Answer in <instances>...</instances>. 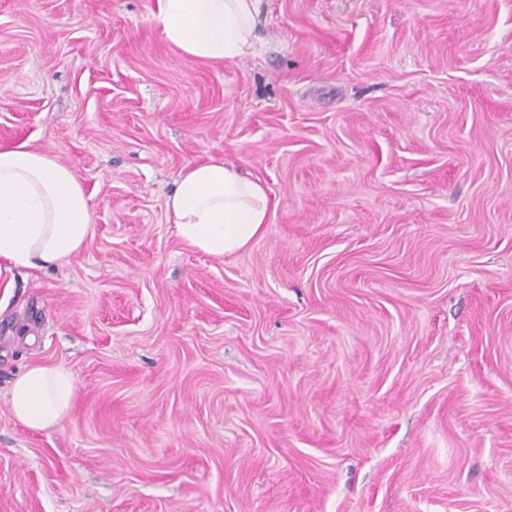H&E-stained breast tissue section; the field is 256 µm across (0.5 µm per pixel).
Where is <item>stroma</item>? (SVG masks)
Returning a JSON list of instances; mask_svg holds the SVG:
<instances>
[{
    "label": "stroma",
    "mask_w": 512,
    "mask_h": 512,
    "mask_svg": "<svg viewBox=\"0 0 512 512\" xmlns=\"http://www.w3.org/2000/svg\"><path fill=\"white\" fill-rule=\"evenodd\" d=\"M264 6L213 64L156 0H0V144L94 229L0 299V512H512V0ZM209 160L271 203L224 257L166 217ZM70 373L61 367L33 366L17 375L10 388L15 419L32 430L58 424L68 413L73 396Z\"/></svg>",
    "instance_id": "obj_1"
}]
</instances>
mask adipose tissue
Segmentation results:
<instances>
[{"mask_svg":"<svg viewBox=\"0 0 512 512\" xmlns=\"http://www.w3.org/2000/svg\"><path fill=\"white\" fill-rule=\"evenodd\" d=\"M167 40L194 60L231 62L265 21L263 0H156ZM270 200L259 180L221 162L188 166L166 201L181 241L221 257L262 235ZM93 237L88 198L73 172L28 142L0 145V284L16 269L48 270L83 251ZM73 396L70 373L33 366L10 388L15 419L32 430L58 424Z\"/></svg>","mask_w":512,"mask_h":512,"instance_id":"adipose-tissue-1","label":"adipose tissue"}]
</instances>
